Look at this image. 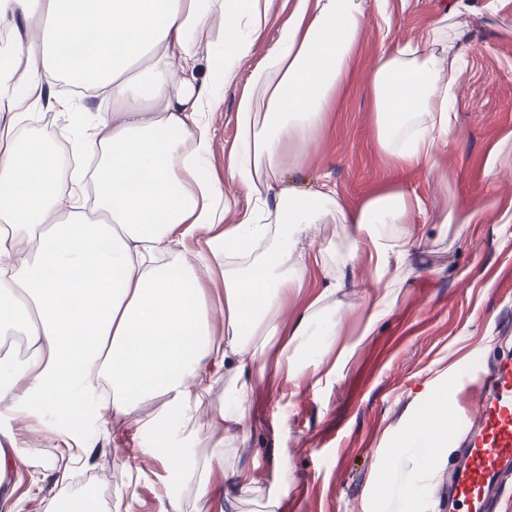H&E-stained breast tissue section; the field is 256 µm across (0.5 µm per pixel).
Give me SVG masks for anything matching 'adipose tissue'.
Returning <instances> with one entry per match:
<instances>
[{"instance_id": "adipose-tissue-1", "label": "adipose tissue", "mask_w": 512, "mask_h": 512, "mask_svg": "<svg viewBox=\"0 0 512 512\" xmlns=\"http://www.w3.org/2000/svg\"><path fill=\"white\" fill-rule=\"evenodd\" d=\"M370 1L391 24L387 0H293L237 102L227 172L254 198L237 211L204 168L214 140L206 114L250 55L271 0H0V19L25 34L0 43V112L9 115L0 127V342L25 346L20 361L0 352V402L37 422L46 407H63L69 440L60 457L90 447L82 426L103 411L121 425L160 396L161 410L143 427L170 467L187 474L178 439L194 432L202 389L235 359L236 382L217 420L242 423L264 354L250 339L280 335L288 292L305 287L310 262L325 258L324 249L297 245L327 218L354 225L376 250L367 327L389 313L385 267L405 252L396 227L415 223L419 194L391 181L348 210L334 185L300 191L283 178L328 127ZM465 36L440 23L374 65L375 138L396 167L432 166L448 145ZM20 55L23 80L13 63ZM46 73L112 101L108 112L61 101L92 116L71 152L97 160L94 209L83 202L82 174L62 189L46 141L14 131L40 105ZM193 237L191 264L184 255ZM269 239L274 248L256 254ZM200 263L224 282L219 338ZM412 430L430 447H447L445 393L429 391Z\"/></svg>"}]
</instances>
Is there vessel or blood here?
Returning a JSON list of instances; mask_svg holds the SVG:
<instances>
[{"mask_svg": "<svg viewBox=\"0 0 512 512\" xmlns=\"http://www.w3.org/2000/svg\"><path fill=\"white\" fill-rule=\"evenodd\" d=\"M481 381L485 397L466 429L464 463L448 492L450 512L461 503L470 512H488L512 473V358L493 362Z\"/></svg>", "mask_w": 512, "mask_h": 512, "instance_id": "b4317fda", "label": "vessel or blood"}]
</instances>
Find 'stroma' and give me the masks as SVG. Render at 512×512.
I'll return each instance as SVG.
<instances>
[{
  "instance_id": "1",
  "label": "stroma",
  "mask_w": 512,
  "mask_h": 512,
  "mask_svg": "<svg viewBox=\"0 0 512 512\" xmlns=\"http://www.w3.org/2000/svg\"><path fill=\"white\" fill-rule=\"evenodd\" d=\"M475 2L477 14L460 20L467 29L466 64L458 78L454 139L432 167L390 168L375 141L370 75L383 50L426 39L448 0H389L390 33L381 32L375 10H368L329 130L305 147L302 167L288 178L299 189L330 179L348 208L389 180L421 195L425 210L418 223L401 229L408 250L391 258L386 270L390 313L365 331V297L375 289L374 248L366 246L354 264L343 265L334 251L351 247L354 226L331 219L317 225L316 243L328 248L327 261L311 267L306 287L289 293L280 313L282 330L305 318L311 335L289 346L281 337H263L264 370L250 382L243 427L234 435L213 423L234 366H225L204 390L187 454L198 464L223 450L224 464L212 469L207 493L183 483L140 427L161 399L143 402L119 429L89 427L95 448L71 462L56 448L59 407H48L39 426L0 404V444L14 446L16 454L11 482L0 487V512H56V479L65 470L71 500L89 512H157L167 491L178 512H266L270 499L279 502L273 512H448L444 497L460 459L459 433L449 436L426 471L423 440L406 432L426 408L428 389L446 391L452 412L471 411L478 394L464 378L512 357V223L503 217L512 212V141L505 139L512 132V0ZM290 10L291 0H273L251 56L208 115L215 130L208 168L239 210L252 199L224 177L237 134V100ZM48 89L51 104L37 107V121L15 132L46 140L66 164L77 124L55 103L64 93L61 85ZM496 146L502 152L490 173L486 158ZM453 208L477 212L476 222L445 223ZM328 285L336 288L330 301L313 305ZM330 318L337 336L324 346L314 331ZM291 362L298 367L292 377L285 372ZM131 455L139 460L140 477L130 492L125 461ZM237 469L249 472L250 484L226 490L228 472Z\"/></svg>"
}]
</instances>
